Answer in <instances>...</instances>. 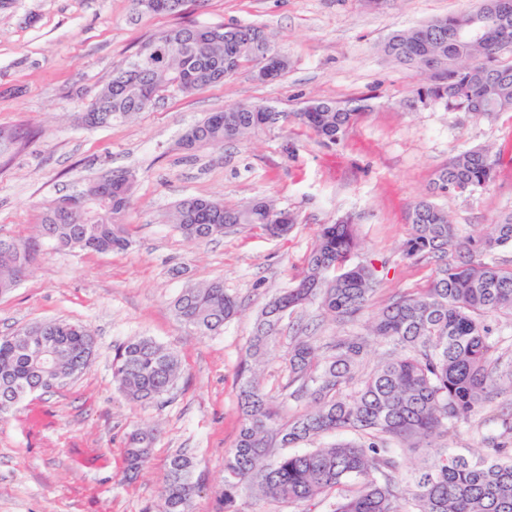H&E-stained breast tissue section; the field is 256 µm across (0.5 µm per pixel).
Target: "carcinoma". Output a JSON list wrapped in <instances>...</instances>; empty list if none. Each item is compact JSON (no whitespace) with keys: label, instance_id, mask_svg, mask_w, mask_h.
Wrapping results in <instances>:
<instances>
[{"label":"carcinoma","instance_id":"carcinoma-1","mask_svg":"<svg viewBox=\"0 0 512 512\" xmlns=\"http://www.w3.org/2000/svg\"><path fill=\"white\" fill-rule=\"evenodd\" d=\"M499 0H479L473 10L434 18L395 31L383 46L386 55L419 73L412 101L424 108L442 105L449 111L492 115L512 111V61L501 59L494 43L464 42L457 31L481 12L498 10ZM170 37L174 51L159 63L139 70L131 59L113 67L112 77L89 101L85 115L91 128L106 127L146 112L165 92L183 94L220 85L256 55L242 46L254 42L272 49V39L252 24L180 25L160 31L144 45ZM369 105L352 106L313 99L295 111L239 102L208 114L182 137L187 150L236 142L292 123L336 143ZM30 135L24 128L0 129V156ZM498 159L482 149L465 150L436 173L434 189L474 192L494 180ZM104 176L87 191L90 220L84 223L50 204L35 237L16 242L0 239V294L19 283V270L29 267L40 240L65 248L106 253L130 245L124 216L134 182ZM284 210L254 200L240 207L207 197H188L177 204L172 221L180 233L198 242L211 241L240 225H259L279 236L291 229L279 223ZM412 233L404 255L436 266L435 276L416 292L393 296L378 308L369 332L338 336L321 348L310 336H296L288 351V382L282 400H308L313 409L281 423L264 392L256 366L287 312L314 302L341 324L358 320L376 291L374 269L367 262L349 264L357 248L354 225L345 218L322 225L307 268L298 284L262 309L246 356L251 364L240 385L242 419L234 448L224 459V512H238L241 494L304 504L326 498L348 483L349 494L336 495L330 512H512V417L501 420L498 434L488 437L493 455L470 460L445 446L448 435L471 422L493 403L504 384L499 361L502 337L490 324L493 315L512 312V268L494 258L512 247V214L483 233L463 236L448 212L420 200L409 213ZM457 259L448 262V252ZM236 300L214 280L184 289L174 313L203 336L224 328L237 312ZM24 330L49 351L41 353L16 339L0 336V413L36 391L48 378H71L88 366L89 331L67 321L31 324ZM385 347L382 360L370 371L361 368L371 341ZM118 388L133 401L156 400L168 393L180 375L178 356L150 337L118 346L112 361ZM345 431L354 439L297 450L313 438ZM153 432L132 435L126 458L136 469L148 458ZM276 448L290 452L271 459ZM429 450L415 462L419 449ZM192 460L172 456L161 488L164 512H190L195 490Z\"/></svg>","mask_w":512,"mask_h":512}]
</instances>
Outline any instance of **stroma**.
I'll return each instance as SVG.
<instances>
[{
  "instance_id": "stroma-1",
  "label": "stroma",
  "mask_w": 512,
  "mask_h": 512,
  "mask_svg": "<svg viewBox=\"0 0 512 512\" xmlns=\"http://www.w3.org/2000/svg\"><path fill=\"white\" fill-rule=\"evenodd\" d=\"M476 0H203L182 15L135 17L131 0H12L0 9V128L32 135L0 157V238L34 235L52 200L86 192L107 171L135 174L125 216L130 246L87 253L43 243L26 277L0 295V336L44 321L85 326L95 340L88 368L38 391L0 415V512H162L170 458L194 462L199 490L192 512H220L224 456L239 429L238 387L248 342L265 304L295 285L320 225L353 216L377 290L371 308L426 287L431 263L402 254L408 217L423 198L447 210L463 234H478L512 212V112L492 117L406 107L416 72L387 57L392 32L474 6ZM263 27L288 60L271 83L244 66L224 84L196 95L166 93L152 110L96 129L79 117L114 65L158 31L187 23ZM372 108L336 144L315 134L266 132L239 143L185 150V131L237 102L292 112L309 99ZM486 148L503 163L494 183L473 194L433 193L449 158ZM270 197L293 212L285 236L241 226L209 242L185 238L170 221L176 203L211 197L240 206ZM220 280L239 304L223 331L202 336L181 322V290ZM369 319L339 326L310 304L287 313L262 362L266 391L280 396L287 353L298 329L318 345L366 332ZM147 336L173 352L181 375L172 391L133 402L112 380L116 348ZM512 410L501 392L459 434L453 451L489 455L485 435ZM156 433L150 458L126 475L130 434Z\"/></svg>"
}]
</instances>
